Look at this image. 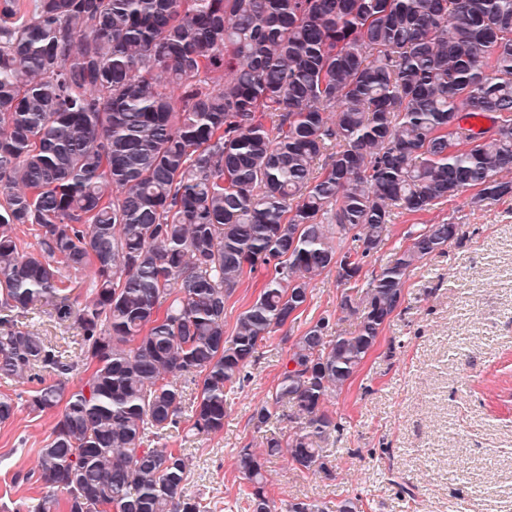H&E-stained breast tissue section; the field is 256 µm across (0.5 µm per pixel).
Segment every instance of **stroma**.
<instances>
[{"label": "stroma", "instance_id": "1", "mask_svg": "<svg viewBox=\"0 0 512 512\" xmlns=\"http://www.w3.org/2000/svg\"><path fill=\"white\" fill-rule=\"evenodd\" d=\"M473 196L469 189L421 213L394 209L363 278L408 245L414 225L459 224L464 234L412 269L373 351L329 398L340 425L323 442L332 477L302 471L285 455L268 463L273 512H286L296 498L334 512L347 497L361 499L363 512H512V197L478 206ZM340 293L335 272L312 282L306 306L259 346L249 381L228 393L221 432L198 436L184 422L168 437L169 447L190 457L187 493L208 512H249L238 494L239 448L262 449L266 436L292 427L291 407L262 428L250 419L253 408L270 396L294 341L320 317L354 331L355 318L338 307ZM22 321L79 361L77 326L47 310ZM56 422V413L24 408L0 424V505L39 495L41 485L14 477L33 471Z\"/></svg>", "mask_w": 512, "mask_h": 512}]
</instances>
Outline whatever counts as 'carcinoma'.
Listing matches in <instances>:
<instances>
[{"instance_id":"1","label":"carcinoma","mask_w":512,"mask_h":512,"mask_svg":"<svg viewBox=\"0 0 512 512\" xmlns=\"http://www.w3.org/2000/svg\"><path fill=\"white\" fill-rule=\"evenodd\" d=\"M504 172L512 0H0V377L58 412L24 476L47 491L14 512H206L184 449L160 441L185 414L197 435L222 431L226 388L334 268L357 328L322 317L293 343L251 420L289 404L296 430L237 453L250 512H271L266 463L285 451L328 472L329 396L411 268L461 232L421 225L363 283L393 209L511 195ZM259 268L228 336L225 301ZM65 270L93 274L79 306ZM38 306L80 328V385L60 346L17 326ZM20 400L0 396L1 424Z\"/></svg>"}]
</instances>
